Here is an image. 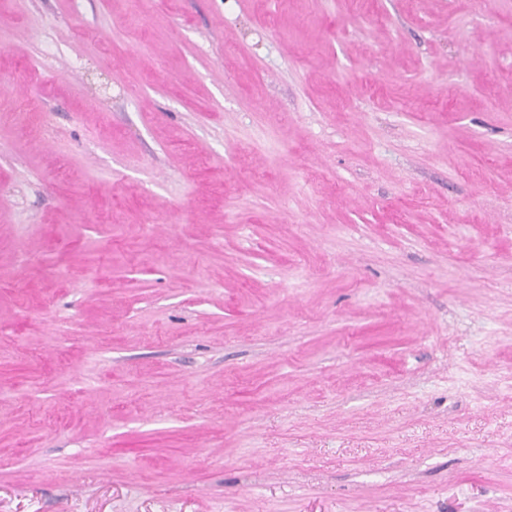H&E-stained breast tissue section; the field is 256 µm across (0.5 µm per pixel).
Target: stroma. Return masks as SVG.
Segmentation results:
<instances>
[{
	"label": "stroma",
	"instance_id": "stroma-1",
	"mask_svg": "<svg viewBox=\"0 0 512 512\" xmlns=\"http://www.w3.org/2000/svg\"><path fill=\"white\" fill-rule=\"evenodd\" d=\"M0 512H512V0H0Z\"/></svg>",
	"mask_w": 512,
	"mask_h": 512
}]
</instances>
